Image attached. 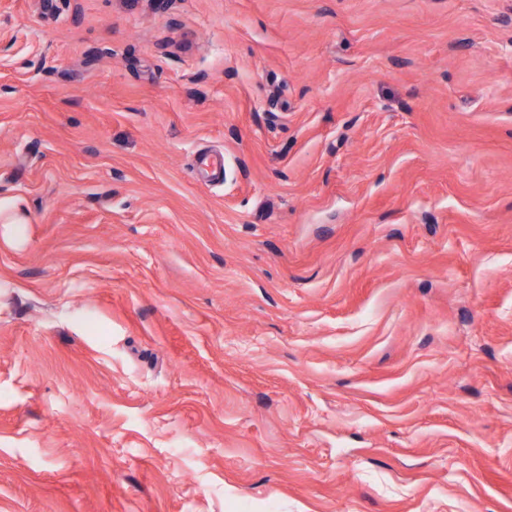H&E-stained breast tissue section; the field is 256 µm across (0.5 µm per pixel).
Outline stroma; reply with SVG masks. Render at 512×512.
<instances>
[{
  "label": "stroma",
  "mask_w": 512,
  "mask_h": 512,
  "mask_svg": "<svg viewBox=\"0 0 512 512\" xmlns=\"http://www.w3.org/2000/svg\"><path fill=\"white\" fill-rule=\"evenodd\" d=\"M0 198V512H512V0H0ZM4 224L11 228L13 235L19 239L23 238L28 219L25 211L15 202L0 199V225Z\"/></svg>",
  "instance_id": "35a3bbf8"
}]
</instances>
